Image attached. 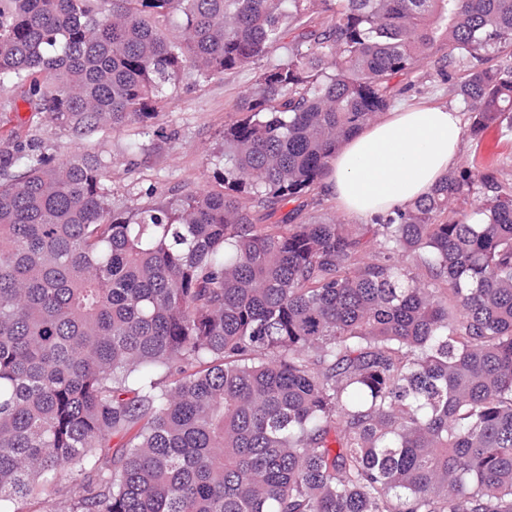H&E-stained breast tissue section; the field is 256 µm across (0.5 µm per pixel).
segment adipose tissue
<instances>
[{
	"mask_svg": "<svg viewBox=\"0 0 512 512\" xmlns=\"http://www.w3.org/2000/svg\"><path fill=\"white\" fill-rule=\"evenodd\" d=\"M462 136L458 112L442 106L387 113L349 138L321 188L350 216L370 217L405 206L446 175Z\"/></svg>",
	"mask_w": 512,
	"mask_h": 512,
	"instance_id": "ef3b65f1",
	"label": "adipose tissue"
}]
</instances>
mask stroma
I'll return each mask as SVG.
<instances>
[{"label":"stroma","instance_id":"35a3bbf8","mask_svg":"<svg viewBox=\"0 0 512 512\" xmlns=\"http://www.w3.org/2000/svg\"><path fill=\"white\" fill-rule=\"evenodd\" d=\"M407 79L416 86L407 103L432 102L464 111L455 81L438 76L436 60H428ZM254 83L251 68L217 75L204 84L195 83L191 73H184L176 90L168 92L164 112L154 120L155 135L142 138L136 150L129 148L130 137L124 131L107 130L81 141L49 120L25 126L29 112L23 104L17 111L0 112V143L33 135L50 153L76 152L85 147L98 151L110 164L113 202H157L176 193L214 187V167L209 160L222 151L224 123L238 98ZM487 166L501 167L502 179L512 182V129L492 128L477 137L464 135L453 171Z\"/></svg>","mask_w":512,"mask_h":512}]
</instances>
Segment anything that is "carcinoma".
<instances>
[{
    "instance_id": "carcinoma-1",
    "label": "carcinoma",
    "mask_w": 512,
    "mask_h": 512,
    "mask_svg": "<svg viewBox=\"0 0 512 512\" xmlns=\"http://www.w3.org/2000/svg\"><path fill=\"white\" fill-rule=\"evenodd\" d=\"M441 39L511 130L512 0H0V82L77 139L267 61L217 189L118 210L99 154L0 145V512H512V182L302 220Z\"/></svg>"
}]
</instances>
